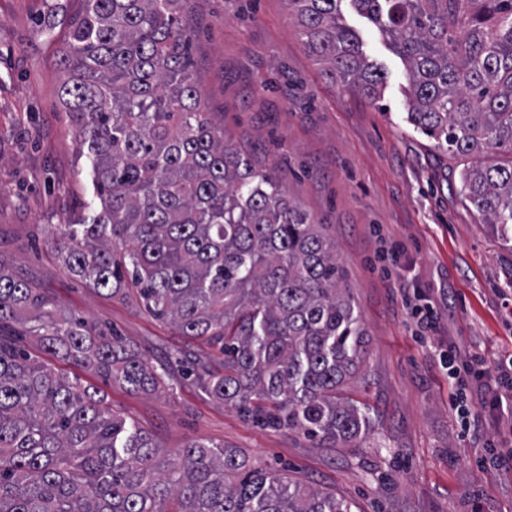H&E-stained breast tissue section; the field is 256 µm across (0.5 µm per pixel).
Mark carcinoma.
Wrapping results in <instances>:
<instances>
[{"label":"carcinoma","instance_id":"obj_1","mask_svg":"<svg viewBox=\"0 0 512 512\" xmlns=\"http://www.w3.org/2000/svg\"><path fill=\"white\" fill-rule=\"evenodd\" d=\"M60 57L61 99L87 148L100 212L48 244L71 274L136 295L211 353L158 367L62 311L0 260V512H351L335 495L251 468L206 440L160 455L97 387L50 354L140 394L183 380L248 418L348 443L368 413L339 398L366 353L360 311L325 225L272 171L224 142L205 112L183 26L188 0H81ZM342 0H288L298 35L336 82L376 98L386 80L344 25ZM408 63L411 120L448 152L499 161L461 173V195L512 227V0H350Z\"/></svg>","mask_w":512,"mask_h":512}]
</instances>
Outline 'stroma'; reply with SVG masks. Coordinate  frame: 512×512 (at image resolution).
<instances>
[{"mask_svg":"<svg viewBox=\"0 0 512 512\" xmlns=\"http://www.w3.org/2000/svg\"><path fill=\"white\" fill-rule=\"evenodd\" d=\"M80 0H0V260L55 304L108 326L155 364L206 351L135 296L112 297L72 276L48 244L55 228L100 206L89 159L60 102L63 35ZM343 21L386 85L370 99L330 81L297 35L288 0H189L186 23L205 110L228 143L274 170L289 198L327 225L360 309L367 352L345 390L365 407L367 435L329 448L263 426L185 383L151 396L101 383L114 412L165 453L202 439L243 450L353 505V512H512V474L482 465L488 443L512 446L495 411L474 402L471 432L456 425L437 362L452 343L497 367L512 353V246L460 195L464 168L415 127L410 86L393 41L349 0ZM433 302L435 336L419 339L404 296Z\"/></svg>","mask_w":512,"mask_h":512,"instance_id":"35a3bbf8","label":"stroma"}]
</instances>
